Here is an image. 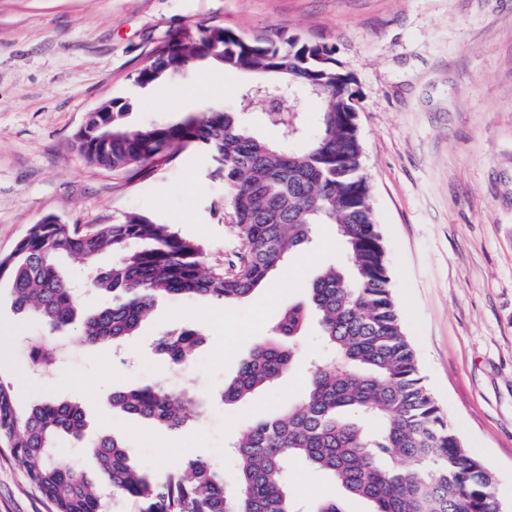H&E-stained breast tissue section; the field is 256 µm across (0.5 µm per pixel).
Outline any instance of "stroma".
Returning <instances> with one entry per match:
<instances>
[{
    "label": "stroma",
    "mask_w": 512,
    "mask_h": 512,
    "mask_svg": "<svg viewBox=\"0 0 512 512\" xmlns=\"http://www.w3.org/2000/svg\"><path fill=\"white\" fill-rule=\"evenodd\" d=\"M213 24L316 41L348 75L406 334L427 387L464 446L494 470L502 512H512V0H0V256L48 215L87 228L140 213L201 240L205 264L235 259L241 243L222 217L224 184L206 158L188 150L133 180L89 165L74 148L87 113L116 97L130 101L133 124L220 109L275 139L262 114L240 110L247 75L235 74L229 88L223 69H210L196 93L188 77L134 87L171 34ZM343 260L333 226H322L315 246L249 297L159 300L120 350L76 346L73 327L57 332L64 355L41 374L30 339L43 328L13 312L1 285L0 378L22 407L80 403L91 431L124 438L143 470L175 471L201 457L232 477L228 443L300 397L307 357L323 350L316 321L274 386L232 404L217 391L319 271ZM187 325L204 341L180 371L153 344ZM156 382L187 389L207 417L169 433L106 404L112 392ZM288 482L300 502L327 494L345 512H369L305 461ZM0 512H52L1 443Z\"/></svg>",
    "instance_id": "1"
}]
</instances>
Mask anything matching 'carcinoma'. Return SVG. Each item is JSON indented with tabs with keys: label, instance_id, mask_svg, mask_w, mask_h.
I'll return each mask as SVG.
<instances>
[{
	"label": "carcinoma",
	"instance_id": "carcinoma-1",
	"mask_svg": "<svg viewBox=\"0 0 512 512\" xmlns=\"http://www.w3.org/2000/svg\"><path fill=\"white\" fill-rule=\"evenodd\" d=\"M210 65L260 76L285 75L294 91L321 103L319 134L302 150H286L255 137L236 112L189 113L176 122L137 126L126 122L129 104L112 100L97 118L112 139L77 149L92 166L146 176L160 152L170 164L180 153L201 150L224 182L223 215L242 243L234 261L203 267V245L171 224L131 213L115 224L81 231L69 224L30 227L15 250L0 257V281L10 287L13 311L50 329L80 323V343L122 345L149 317L156 301L200 296L222 304L261 288L293 252L309 244L318 227L332 224L347 264L324 269L308 287V301L289 307L273 335L256 345L224 384L232 403L269 387L288 373L309 315L318 319L326 359L312 363L305 393L281 414L246 427L232 444L235 472L228 481L196 457L164 477L140 469L132 448L115 436L83 440L85 413L75 402L46 398L20 408L13 385L0 380V441L23 466L54 512H105L101 496L79 469L54 459L58 439L82 443L94 459L100 485L114 497L132 498L139 512H302L288 488V469L304 460L328 474L371 512H501L495 475L465 448L429 392L405 334L377 224L359 133V111L348 76L327 49L299 38L266 33L253 37L209 25L185 29L160 46L134 84L146 89ZM242 110L260 112L280 135L297 130L300 110L284 99L258 106L242 93ZM104 252L112 262L95 264ZM62 254L88 267L83 292L64 276ZM112 301L82 314L81 294ZM195 329L157 339L156 351L178 367L201 343ZM112 410L147 419L169 431L195 426L203 404L190 411L163 383L115 391ZM310 512H345L320 495Z\"/></svg>",
	"mask_w": 512,
	"mask_h": 512
}]
</instances>
